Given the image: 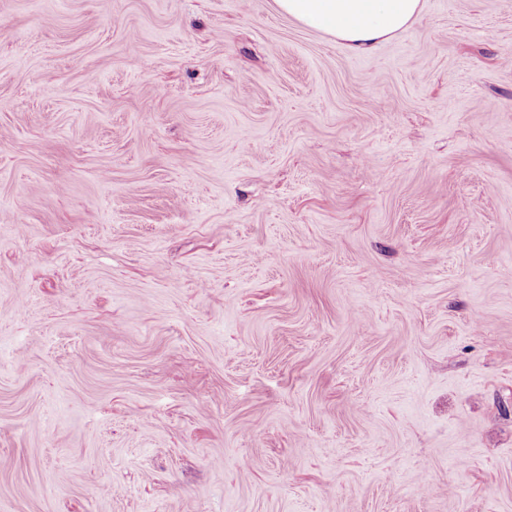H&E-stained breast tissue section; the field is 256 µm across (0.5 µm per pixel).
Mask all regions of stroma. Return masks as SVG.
<instances>
[{"instance_id":"stroma-1","label":"stroma","mask_w":512,"mask_h":512,"mask_svg":"<svg viewBox=\"0 0 512 512\" xmlns=\"http://www.w3.org/2000/svg\"><path fill=\"white\" fill-rule=\"evenodd\" d=\"M423 3L0 0V512H512V0ZM279 11L303 26L335 37L363 53L393 38L421 15L422 0H274Z\"/></svg>"}]
</instances>
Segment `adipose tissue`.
Returning a JSON list of instances; mask_svg holds the SVG:
<instances>
[{"label": "adipose tissue", "mask_w": 512, "mask_h": 512, "mask_svg": "<svg viewBox=\"0 0 512 512\" xmlns=\"http://www.w3.org/2000/svg\"><path fill=\"white\" fill-rule=\"evenodd\" d=\"M279 11L303 26L335 37L363 53L393 38L421 15L422 0H275Z\"/></svg>", "instance_id": "ef3b65f1"}]
</instances>
